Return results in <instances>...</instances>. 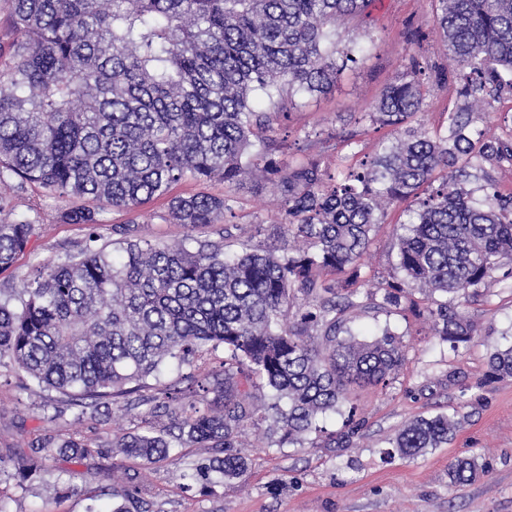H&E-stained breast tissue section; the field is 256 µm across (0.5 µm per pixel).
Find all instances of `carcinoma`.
Instances as JSON below:
<instances>
[{
  "label": "carcinoma",
  "mask_w": 512,
  "mask_h": 512,
  "mask_svg": "<svg viewBox=\"0 0 512 512\" xmlns=\"http://www.w3.org/2000/svg\"><path fill=\"white\" fill-rule=\"evenodd\" d=\"M22 39L9 45L13 65L0 70V189L37 183L60 197L89 196L131 211L180 181L219 178L228 188L256 174L283 195L281 236L294 251L193 235L234 214L235 197L193 194L170 202L169 218L189 231L173 245L123 239L100 242L97 213L68 220L88 245L49 263L38 278L0 299V366L66 396L75 419L94 418L103 400L136 385L149 413L167 410L159 380L164 362L182 363L224 348V369L204 372L212 410L181 408L166 426L115 434L112 447L146 465L173 459L175 448H221L202 470L238 479L237 451L254 410L250 390L264 383L267 438L302 443L317 420L342 413L350 388L393 383L407 356L403 337L384 329L359 339L347 311L373 305L411 312L456 347L480 333L462 307L468 289L512 262V195L475 201L463 182L483 164L512 168V137L471 129L472 114L512 93V0H435L433 22L460 75L459 104L448 133L407 125L424 102L422 63L411 58L369 112L391 126L394 141L343 180L307 160L276 158L267 133L301 97L326 94L360 58L336 48L339 21L363 14L371 0H6ZM269 102L254 107V96ZM444 172L438 187L419 189ZM412 213L397 239L402 279L383 292L355 287L358 265L379 223L382 202ZM39 229L21 215L0 221V271L10 268ZM349 272L341 284L322 273ZM428 303L414 299L413 285ZM490 378H512V346L494 353ZM331 436L344 448L358 434ZM456 414L407 422L383 460H410L448 443ZM41 461L79 463L97 445L68 438ZM489 474L474 456L448 465L449 486ZM138 487L112 485V512H131Z\"/></svg>",
  "instance_id": "1"
}]
</instances>
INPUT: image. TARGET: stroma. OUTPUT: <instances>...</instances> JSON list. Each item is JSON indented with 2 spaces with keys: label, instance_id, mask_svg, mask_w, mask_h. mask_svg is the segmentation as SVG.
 Segmentation results:
<instances>
[{
  "label": "stroma",
  "instance_id": "obj_1",
  "mask_svg": "<svg viewBox=\"0 0 512 512\" xmlns=\"http://www.w3.org/2000/svg\"><path fill=\"white\" fill-rule=\"evenodd\" d=\"M434 0H371L365 15L341 25L340 45L362 46L360 61L345 69L329 94L304 99L290 109L271 137L288 144L283 161L319 160L330 172L361 171L391 127L370 121L369 108L386 86L406 71L411 59L426 66L425 106L416 120L430 132L446 131L448 114L458 103L455 66L441 32L432 25ZM223 181L180 182L135 211L101 210L103 241L128 232L151 244L182 240L187 230L172 223L168 203L176 195H222ZM234 217L225 229L234 239L277 245L280 194L275 185L250 179L238 188ZM12 215L38 216L40 228L26 252L0 271V290L34 279L44 263L60 262L85 238L83 225L70 223V210L89 206L86 198H60L37 184L13 194ZM406 221L404 207L390 206L375 225L361 260L366 287L382 288L398 278L396 242ZM481 327L480 336L458 349L439 343L429 325L411 316L378 309H355L348 325L356 333L374 335L384 328L403 334L405 363L387 388L355 391L350 404L361 429L347 448H327L324 437L343 431L344 418L320 417V433L300 444L268 442L264 425H250L242 440L247 470L238 479H214L208 487L186 480V472L216 456L213 448L175 449V460L144 468L112 446L116 433L144 430L137 395L117 398L110 417L76 421L65 397L37 386L25 373L0 367V450L33 453L38 439L59 441L72 435L93 439L99 452L80 465L58 461L38 472L29 490L0 484L10 512H86L97 505L110 512L113 483L140 487L142 512H512V378L487 377L488 360L497 349L512 345V277L496 276L478 288L465 307ZM457 412L460 427L443 447L412 460L384 461L381 452L408 421L439 412ZM474 455L486 462L487 477L463 487L448 484V461Z\"/></svg>",
  "mask_w": 512,
  "mask_h": 512
}]
</instances>
